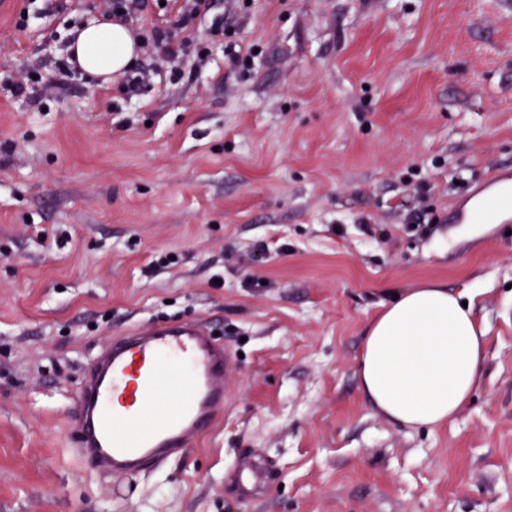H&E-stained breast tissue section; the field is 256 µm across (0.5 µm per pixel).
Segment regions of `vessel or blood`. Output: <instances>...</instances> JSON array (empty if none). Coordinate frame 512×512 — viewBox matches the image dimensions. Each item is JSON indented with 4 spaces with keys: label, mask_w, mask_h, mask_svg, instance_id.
Listing matches in <instances>:
<instances>
[{
    "label": "vessel or blood",
    "mask_w": 512,
    "mask_h": 512,
    "mask_svg": "<svg viewBox=\"0 0 512 512\" xmlns=\"http://www.w3.org/2000/svg\"><path fill=\"white\" fill-rule=\"evenodd\" d=\"M231 351L207 322L153 321L116 337L91 361L80 389L78 454L102 474L136 476L211 431L229 393ZM181 391L158 414L164 385Z\"/></svg>",
    "instance_id": "b4317fda"
}]
</instances>
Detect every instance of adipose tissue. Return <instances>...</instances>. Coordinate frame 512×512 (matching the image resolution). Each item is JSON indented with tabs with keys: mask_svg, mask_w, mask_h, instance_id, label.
<instances>
[{
	"mask_svg": "<svg viewBox=\"0 0 512 512\" xmlns=\"http://www.w3.org/2000/svg\"><path fill=\"white\" fill-rule=\"evenodd\" d=\"M73 50L80 70L106 83L140 58L127 24L97 16L82 24ZM484 361V333L471 309L432 283L398 292L371 322L358 374L368 399L389 420L434 428L467 402Z\"/></svg>",
	"mask_w": 512,
	"mask_h": 512,
	"instance_id": "1",
	"label": "adipose tissue"
}]
</instances>
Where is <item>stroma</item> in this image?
I'll list each match as a JSON object with an SVG mask.
<instances>
[{"label":"stroma","mask_w":512,"mask_h":512,"mask_svg":"<svg viewBox=\"0 0 512 512\" xmlns=\"http://www.w3.org/2000/svg\"><path fill=\"white\" fill-rule=\"evenodd\" d=\"M224 6L132 98L80 72L13 88L57 78L99 0L0 18V512H512V214L462 221L512 180V0H251L232 38ZM431 282L486 356L452 421L413 428L357 361ZM157 319L218 332L230 402L183 455L101 476L75 451L89 359ZM248 453L271 471L247 495Z\"/></svg>","instance_id":"stroma-1"}]
</instances>
